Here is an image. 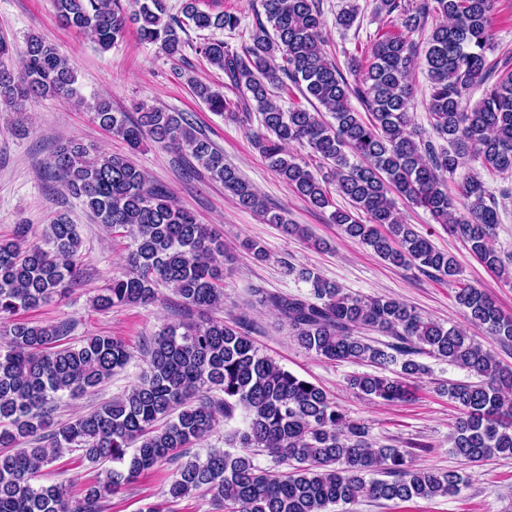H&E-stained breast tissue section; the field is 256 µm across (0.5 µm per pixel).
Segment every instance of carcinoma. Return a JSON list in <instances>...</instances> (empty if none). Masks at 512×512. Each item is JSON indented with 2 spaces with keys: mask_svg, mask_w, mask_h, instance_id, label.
Instances as JSON below:
<instances>
[{
  "mask_svg": "<svg viewBox=\"0 0 512 512\" xmlns=\"http://www.w3.org/2000/svg\"><path fill=\"white\" fill-rule=\"evenodd\" d=\"M58 21L86 35L102 51L123 39L128 24L169 59L187 45L182 23L168 15L166 0H54ZM249 41L231 48L205 42L199 53L224 71L238 96L231 99L201 82L195 95L217 114L247 122L259 115L253 145L269 166L311 207L331 209L329 221L396 266L450 279L459 275L454 256L436 248L402 221L392 194L421 207L437 224L468 244L495 275L509 276L491 246L499 221L498 203L483 182L469 174L448 194V177L474 160L489 172L512 173V71L489 83L493 67L494 0H375L374 11L402 18L401 30L374 43L369 58L350 57L347 71L327 58L320 0H261ZM184 15L198 30L239 26L231 12L212 14L186 0ZM359 7L349 3L336 24L350 29ZM426 34L424 41L414 39ZM13 44L0 37V103L18 112L44 98L75 99L87 106L101 128L138 148L149 138L189 154L211 178L224 184L239 208L287 234L308 237L291 224L224 163V152L203 137L181 112L141 105L135 116L112 109L109 101L89 102L79 93L74 64L55 45L28 37L18 69L6 63ZM425 65L430 83L429 122L448 143L436 149L409 131L415 88L412 75ZM299 88L310 105L285 111L273 89ZM483 89L471 108L467 93ZM359 99L365 113L354 110ZM309 149L329 170L336 192L350 207H335L326 181L288 150ZM63 187L82 200L91 216L112 233L130 239L128 270L114 277L94 299L98 310L153 303L166 284L179 306L196 319L164 326L144 342L147 368L122 395L52 430L54 404L75 398L125 368L130 353L112 336H89L64 343L67 324H37L20 317L67 294L79 276L81 239L76 225L59 216L48 224L43 244L27 230L0 239V512H100L101 502L122 484L162 462L177 464L168 494L174 500L197 492L211 496L221 512H331L366 495L379 501L410 502L448 497L462 477L413 464L410 454L370 438L368 428L349 419L327 393L260 352L253 327L243 317L232 322L210 313L224 306L223 237L177 207L170 194L120 154L90 153L80 142L58 145L50 162ZM299 276L306 296L267 294L259 302L288 323L291 335L328 361L367 363L388 377L365 373L351 385L384 404L412 395L410 380L424 370L415 360L428 355L467 370L477 382L448 385L460 416L448 441L470 463L512 457V370L465 330L422 316L405 303L383 296L344 292L311 269ZM468 322L502 345L512 344V316L505 315L482 289L463 285L456 292ZM371 330L391 338L370 340ZM245 412L244 427L186 461L183 449L213 432L220 419ZM78 453V461L103 465L77 500L61 483L37 482L44 465ZM267 454L286 464L272 473L255 463Z\"/></svg>",
  "mask_w": 512,
  "mask_h": 512,
  "instance_id": "cac0c4a2",
  "label": "carcinoma"
}]
</instances>
